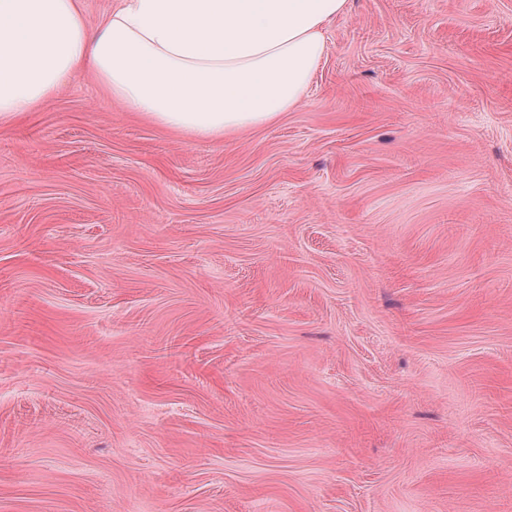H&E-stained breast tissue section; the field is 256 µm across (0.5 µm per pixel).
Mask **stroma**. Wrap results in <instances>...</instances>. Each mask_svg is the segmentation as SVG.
Returning <instances> with one entry per match:
<instances>
[{"label": "stroma", "mask_w": 512, "mask_h": 512, "mask_svg": "<svg viewBox=\"0 0 512 512\" xmlns=\"http://www.w3.org/2000/svg\"><path fill=\"white\" fill-rule=\"evenodd\" d=\"M325 38L221 139L0 126V512H512V0Z\"/></svg>", "instance_id": "1"}]
</instances>
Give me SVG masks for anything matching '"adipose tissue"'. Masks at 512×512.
<instances>
[{
    "instance_id": "1",
    "label": "adipose tissue",
    "mask_w": 512,
    "mask_h": 512,
    "mask_svg": "<svg viewBox=\"0 0 512 512\" xmlns=\"http://www.w3.org/2000/svg\"><path fill=\"white\" fill-rule=\"evenodd\" d=\"M347 0H117L88 32L81 0H0V125L93 71L114 100L181 133L274 124L303 98Z\"/></svg>"
}]
</instances>
